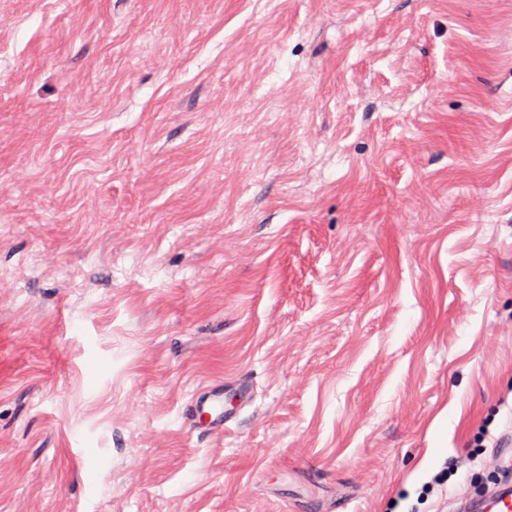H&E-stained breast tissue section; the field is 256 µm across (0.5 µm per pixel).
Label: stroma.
<instances>
[{"label":"stroma","instance_id":"1","mask_svg":"<svg viewBox=\"0 0 512 512\" xmlns=\"http://www.w3.org/2000/svg\"><path fill=\"white\" fill-rule=\"evenodd\" d=\"M507 435L512 0H0V512H464ZM187 418L194 425L205 423L214 430H224L231 419L224 413V394L220 390L197 394L193 398Z\"/></svg>","mask_w":512,"mask_h":512}]
</instances>
